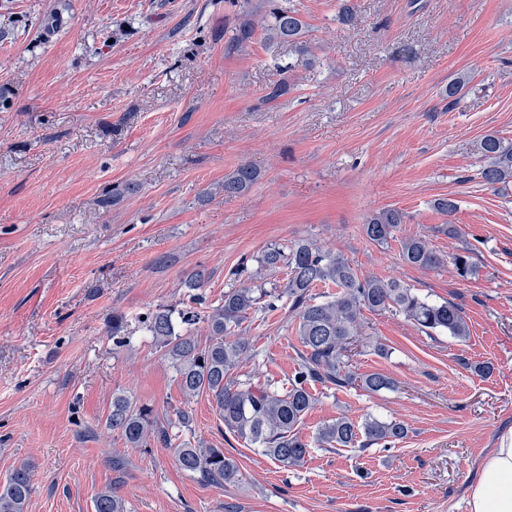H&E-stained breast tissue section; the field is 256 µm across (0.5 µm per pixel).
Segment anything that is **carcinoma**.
Returning <instances> with one entry per match:
<instances>
[{"instance_id": "cac0c4a2", "label": "carcinoma", "mask_w": 512, "mask_h": 512, "mask_svg": "<svg viewBox=\"0 0 512 512\" xmlns=\"http://www.w3.org/2000/svg\"><path fill=\"white\" fill-rule=\"evenodd\" d=\"M265 18L267 39L303 43L306 24L297 9L267 0ZM255 31L251 13L241 11L235 27V44L250 42ZM478 150L482 182L496 191L512 185V142L487 134ZM258 178L254 167L241 164L224 177V193H244ZM405 218L399 209H381L366 220L363 231L370 242L383 245L394 237ZM401 256L406 264L419 269H432L444 263V256L421 236L403 239ZM258 263L270 272L286 269L281 293L275 295L260 285L243 283L224 292V298L206 310L201 308L204 296L197 293L191 297L190 307L177 311L159 307L145 313V319L140 321L145 334L169 359L183 395L188 399L200 394L208 396L229 432L287 467L301 464L314 443L331 448H367L404 439L408 426L400 420L370 417L358 424L339 416L323 424L311 441L301 436L298 427L313 409L312 386L339 389L354 384L356 377L346 367L349 346L362 325L364 311H395L429 335L446 331L462 340L469 336L462 307L450 300L429 302L394 279L364 276L341 254L309 240L295 241L286 247H268L258 257ZM452 263L462 279L476 272L468 249L455 254ZM318 286L334 288L336 293L320 300L313 293ZM284 297L298 319L296 332L302 346L300 362L288 377V387L280 391L268 383L236 381L233 372L251 351L250 342L236 335V331L251 312L274 308ZM199 321L207 323L209 331L203 342L178 330L181 325L191 326ZM361 383L365 390L374 393L393 385L390 377L377 372L362 376ZM191 422V412L181 408L175 411V417L161 423L154 408L137 406L122 394L112 398V410L106 417L107 427L120 434L132 448L160 443L174 448L176 464L187 473L218 484L238 480V465L224 454V449L202 442L194 448L181 439V433L190 429ZM32 493L30 468L25 464L13 468L5 485H0V512H25ZM95 512H127L126 502L107 487L95 499Z\"/></svg>"}]
</instances>
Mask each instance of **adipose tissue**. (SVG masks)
Masks as SVG:
<instances>
[{
    "label": "adipose tissue",
    "instance_id": "ef3b65f1",
    "mask_svg": "<svg viewBox=\"0 0 512 512\" xmlns=\"http://www.w3.org/2000/svg\"><path fill=\"white\" fill-rule=\"evenodd\" d=\"M469 512H512V433L484 459L477 482L471 486Z\"/></svg>",
    "mask_w": 512,
    "mask_h": 512
}]
</instances>
